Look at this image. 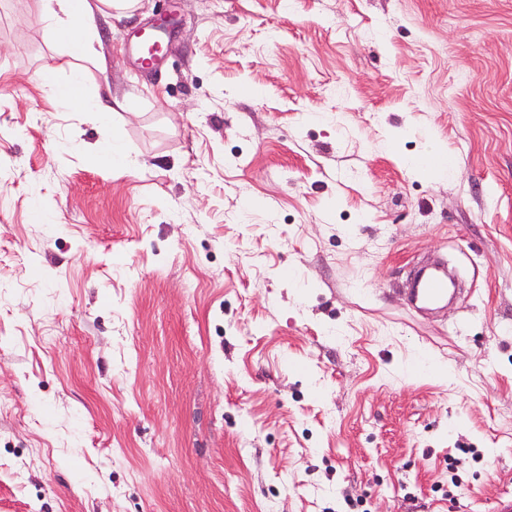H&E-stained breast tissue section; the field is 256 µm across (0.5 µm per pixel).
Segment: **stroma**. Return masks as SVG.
Listing matches in <instances>:
<instances>
[{
  "instance_id": "35a3bbf8",
  "label": "stroma",
  "mask_w": 512,
  "mask_h": 512,
  "mask_svg": "<svg viewBox=\"0 0 512 512\" xmlns=\"http://www.w3.org/2000/svg\"><path fill=\"white\" fill-rule=\"evenodd\" d=\"M43 15L0 0V512H496L512 0H141L93 60ZM75 68L108 124L38 78ZM129 50L137 56L142 70L157 68L163 58V43L153 27L131 37ZM116 144L117 141L114 138L102 140L95 145L93 154L99 157L104 152L108 153L110 157V166L112 167L113 171L123 173L128 171L132 165L131 161L127 159L123 153L120 152ZM414 304L428 306L448 302V279L441 273L418 274L410 284Z\"/></svg>"
}]
</instances>
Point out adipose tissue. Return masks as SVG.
Returning <instances> with one entry per match:
<instances>
[{"label": "adipose tissue", "mask_w": 512, "mask_h": 512, "mask_svg": "<svg viewBox=\"0 0 512 512\" xmlns=\"http://www.w3.org/2000/svg\"><path fill=\"white\" fill-rule=\"evenodd\" d=\"M139 0H47L45 19L71 56L94 58L93 24L96 13L137 9ZM83 23H76V16Z\"/></svg>", "instance_id": "adipose-tissue-1"}]
</instances>
